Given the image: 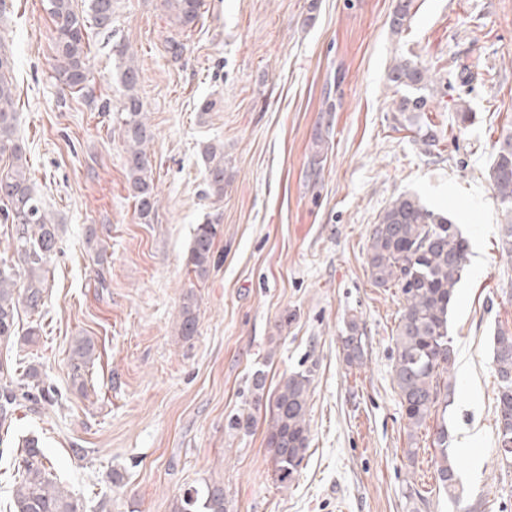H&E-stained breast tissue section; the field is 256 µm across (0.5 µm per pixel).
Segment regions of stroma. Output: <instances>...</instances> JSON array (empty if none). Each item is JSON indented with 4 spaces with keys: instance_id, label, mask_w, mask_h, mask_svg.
Returning a JSON list of instances; mask_svg holds the SVG:
<instances>
[{
    "instance_id": "stroma-1",
    "label": "stroma",
    "mask_w": 512,
    "mask_h": 512,
    "mask_svg": "<svg viewBox=\"0 0 512 512\" xmlns=\"http://www.w3.org/2000/svg\"><path fill=\"white\" fill-rule=\"evenodd\" d=\"M394 6L202 0L197 21L181 27L163 0H117L111 29L87 30L88 97L60 91L41 0H6L0 40L15 62L17 133L61 251L42 309L19 312L20 329L39 325L37 343L0 347L1 359L35 365L53 390L8 421L0 512L25 436L38 438L88 512H171L185 489L213 480L224 484L227 512H416L422 496L425 512H512L492 354L497 327L512 329V257L498 246L506 213L487 176L512 133V0H415L398 35ZM403 56L443 74L470 68L472 80L448 90L473 115L465 130L436 101L435 147L395 121L386 72ZM129 63L141 71L152 133L158 204L146 220L128 191L114 112ZM205 100L214 107L199 112ZM216 141L220 199L206 195L202 176L201 150ZM403 193L444 213L470 243L448 325L451 404L415 430L392 379L403 298L376 287L366 265L373 225ZM208 221L222 259L200 280L186 256ZM190 288L200 310L187 342L177 320ZM353 321L366 336L356 365L342 342ZM77 336L98 350L81 393L69 379ZM258 368L259 396L249 389ZM308 368L309 449L284 487L265 443L269 401L283 377ZM242 412L256 420L251 433L228 426ZM443 424L457 463L453 502L437 472Z\"/></svg>"
}]
</instances>
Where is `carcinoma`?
Segmentation results:
<instances>
[{
  "label": "carcinoma",
  "mask_w": 512,
  "mask_h": 512,
  "mask_svg": "<svg viewBox=\"0 0 512 512\" xmlns=\"http://www.w3.org/2000/svg\"><path fill=\"white\" fill-rule=\"evenodd\" d=\"M177 22L196 21L201 0H163ZM414 0H400L398 18L390 30L398 35L411 18ZM115 0H88V11L78 10L75 0H42L56 33L55 71L62 89H88L89 43L87 23L103 30L112 27ZM14 62L0 45V155L8 156V167L0 169V222L10 225L11 254L0 257V345H9L17 334L18 310L32 312L45 305L49 265L60 251L58 227L34 193L28 172L26 145L16 136L17 107L12 73ZM123 96L116 107L117 121L125 145L129 189L141 218L150 217L156 204L154 179L146 145L150 134L144 103L138 91V69L129 64L119 76ZM387 83L403 95L393 101L398 113L426 147L436 145L437 134L427 112L431 99L448 94L446 78L431 73L423 63L401 57L388 69ZM203 181L209 196L224 197V144L209 143L202 151ZM492 190L507 208H512V136L504 138L489 169ZM217 228L199 224L187 254V266L199 279L220 260L215 250ZM469 241L448 217L429 208L413 195L397 197L370 232L367 266L378 288H396L403 298L394 347L393 382L400 396L407 426L415 429L432 410L450 402L453 349L448 340V315L455 303L458 284L469 261ZM199 303L188 289L179 309L178 334L189 342L197 333ZM346 362H361L363 333L349 323L344 337ZM91 338L77 336L69 350L70 379L84 391L85 369L95 360ZM493 365L499 383L496 438L504 456H512V332H495ZM312 371H297L283 378L271 404L266 444L273 453L278 481L286 486L301 469L309 447L307 401ZM44 393L38 369L11 366L0 361V420L6 421L19 400ZM441 463L439 481L448 498L455 497L456 463L449 448L448 427L437 431ZM12 490L10 512H86L82 498L53 478L47 457L37 439L22 442ZM173 512H226L224 484L212 481L186 490L177 498Z\"/></svg>",
  "instance_id": "1"
}]
</instances>
